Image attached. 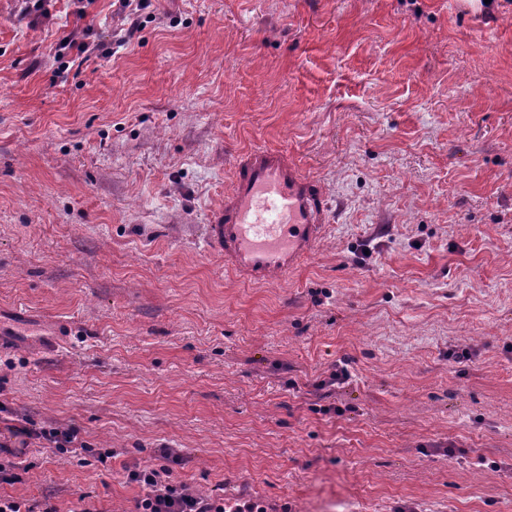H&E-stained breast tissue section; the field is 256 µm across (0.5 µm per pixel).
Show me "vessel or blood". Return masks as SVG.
I'll return each instance as SVG.
<instances>
[{"instance_id": "obj_1", "label": "vessel or blood", "mask_w": 512, "mask_h": 512, "mask_svg": "<svg viewBox=\"0 0 512 512\" xmlns=\"http://www.w3.org/2000/svg\"><path fill=\"white\" fill-rule=\"evenodd\" d=\"M323 187L286 150L252 148L234 159L231 184L213 211L206 245L225 269L265 284L307 260L325 238Z\"/></svg>"}]
</instances>
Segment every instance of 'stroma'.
<instances>
[{"instance_id": "35a3bbf8", "label": "stroma", "mask_w": 512, "mask_h": 512, "mask_svg": "<svg viewBox=\"0 0 512 512\" xmlns=\"http://www.w3.org/2000/svg\"><path fill=\"white\" fill-rule=\"evenodd\" d=\"M47 9L0 0V431L87 448L30 444L0 494L134 512L125 468L174 448L203 496L512 512V0ZM88 28L101 51L58 59ZM258 146L329 224L249 286L205 229ZM30 426H8L7 430L10 438H21L19 444L21 448L28 447V440H38L42 448H54L58 452H68L70 448H79L86 450V445L79 442V430L76 427H70L65 430L59 428H36L32 422H26ZM49 445V446H45Z\"/></svg>"}]
</instances>
